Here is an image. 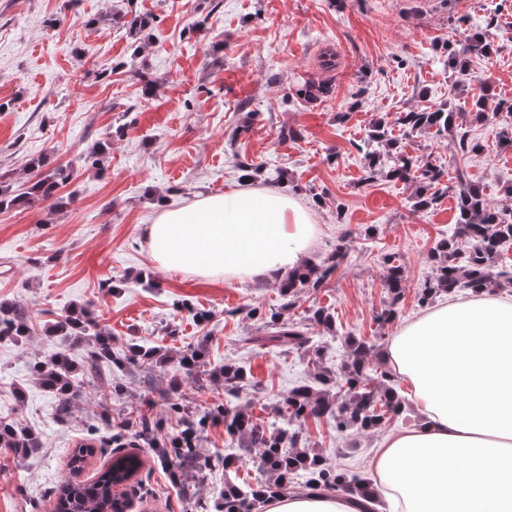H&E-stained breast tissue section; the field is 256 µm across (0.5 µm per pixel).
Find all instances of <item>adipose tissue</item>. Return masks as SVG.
I'll use <instances>...</instances> for the list:
<instances>
[{"instance_id":"ef3b65f1","label":"adipose tissue","mask_w":512,"mask_h":512,"mask_svg":"<svg viewBox=\"0 0 512 512\" xmlns=\"http://www.w3.org/2000/svg\"><path fill=\"white\" fill-rule=\"evenodd\" d=\"M314 236L292 197L243 184L166 209L144 228L161 268L208 280L283 279ZM384 361L419 423L368 461L374 512H512V297L474 294L428 310L389 340ZM357 495L307 489L266 512H361Z\"/></svg>"}]
</instances>
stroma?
Returning <instances> with one entry per match:
<instances>
[{"label": "stroma", "mask_w": 512, "mask_h": 512, "mask_svg": "<svg viewBox=\"0 0 512 512\" xmlns=\"http://www.w3.org/2000/svg\"><path fill=\"white\" fill-rule=\"evenodd\" d=\"M137 16L153 22L135 39L126 24ZM473 33L491 42L492 54L467 52ZM452 50L466 61L464 81L445 66ZM146 75L157 84L150 96ZM308 81L325 83L328 94L298 96ZM485 91L491 102H512V0H0V173L22 191L31 159L73 170L54 197L0 211V302H21L32 327L26 343L0 342V418L30 427L43 443L23 458L0 448V512H54L80 443H94L96 454L76 475L93 476L112 456L103 410L119 419L148 389L167 392L169 400L147 409L165 437L179 431L169 402L201 412L223 404V381L179 370L188 349H204L214 366H245L251 383L238 404L264 423L283 395L313 376L309 357L245 341L261 326L249 308L283 304L277 283L165 270L144 240L161 207L236 190L240 161L263 166L256 187L310 209L316 236L308 261L321 263L340 240L350 245L323 288L298 294L289 318L302 321L319 306L333 313L335 330L312 331L328 365H340L350 336L382 356L400 323L425 312L417 295L435 273L432 247L457 222L459 179L478 184L490 206L512 209L504 193L512 147L500 144L512 116L477 118L472 99ZM425 106L458 116L456 132L404 141L418 163L442 167L450 187L437 206L418 210L416 184L381 171L366 180L360 146L377 121L396 136L399 112ZM287 128L300 140L282 139ZM460 132L481 151L458 152ZM107 133L112 145L97 169L84 158ZM389 260L406 280L395 319L384 323ZM87 304L114 351L144 341L170 362L128 366L118 396L106 383L84 384L62 419L32 365L53 349L46 327ZM303 436L338 471L362 475L382 434L346 438L322 418L308 420ZM199 444V460L175 477L147 460L141 483L126 486L135 512H209L224 488L215 460L229 445L223 423L208 424Z\"/></svg>", "instance_id": "35a3bbf8"}]
</instances>
